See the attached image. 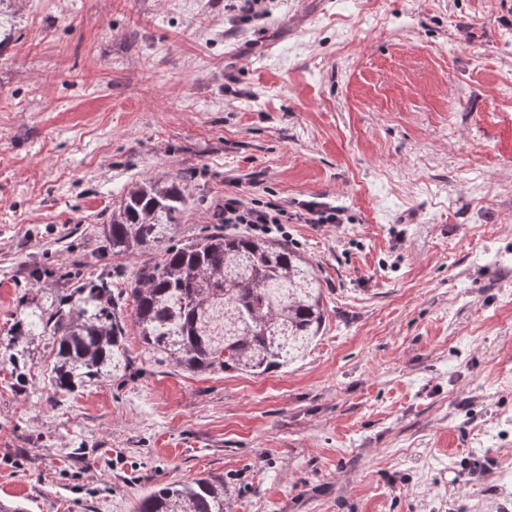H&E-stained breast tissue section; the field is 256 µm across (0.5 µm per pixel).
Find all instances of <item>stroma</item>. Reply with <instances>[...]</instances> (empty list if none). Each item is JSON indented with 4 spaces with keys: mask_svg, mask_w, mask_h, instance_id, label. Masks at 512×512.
<instances>
[{
    "mask_svg": "<svg viewBox=\"0 0 512 512\" xmlns=\"http://www.w3.org/2000/svg\"><path fill=\"white\" fill-rule=\"evenodd\" d=\"M12 0L0 52V356L95 275L147 177L287 209L323 286L305 355L263 376L132 370L55 396L0 368V501L132 512L224 477L227 512H512V0ZM340 224H304L307 204ZM491 461L480 483L463 458Z\"/></svg>",
    "mask_w": 512,
    "mask_h": 512,
    "instance_id": "obj_1",
    "label": "stroma"
}]
</instances>
